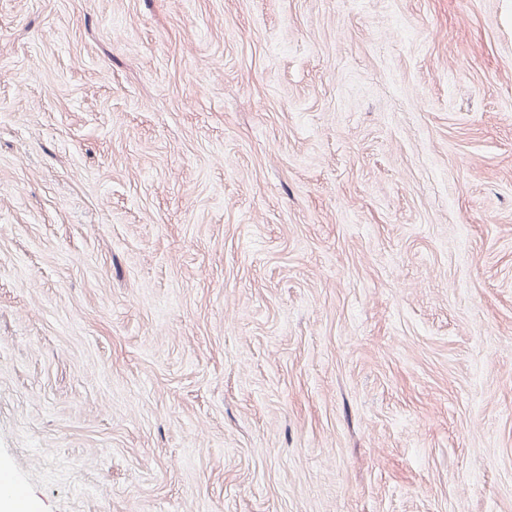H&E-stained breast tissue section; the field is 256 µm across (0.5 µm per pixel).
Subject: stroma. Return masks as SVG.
I'll list each match as a JSON object with an SVG mask.
<instances>
[{"label": "stroma", "mask_w": 512, "mask_h": 512, "mask_svg": "<svg viewBox=\"0 0 512 512\" xmlns=\"http://www.w3.org/2000/svg\"><path fill=\"white\" fill-rule=\"evenodd\" d=\"M0 471L512 512V0H0Z\"/></svg>", "instance_id": "35a3bbf8"}]
</instances>
